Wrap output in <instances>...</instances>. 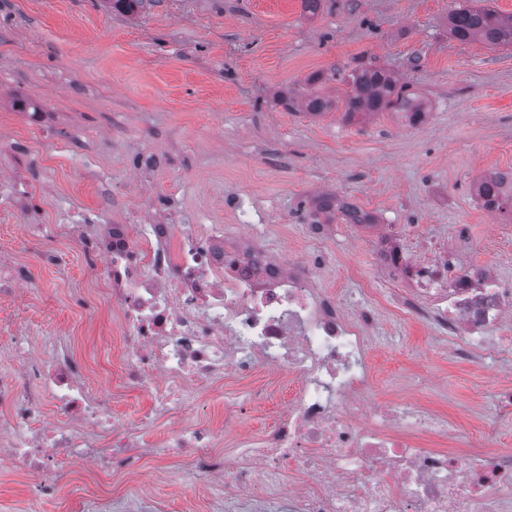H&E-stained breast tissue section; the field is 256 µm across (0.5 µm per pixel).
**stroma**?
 Listing matches in <instances>:
<instances>
[{"mask_svg":"<svg viewBox=\"0 0 512 512\" xmlns=\"http://www.w3.org/2000/svg\"><path fill=\"white\" fill-rule=\"evenodd\" d=\"M453 0H145L131 13L106 0H0V251L34 275L22 316L33 346L70 341L88 365L87 384L136 417L149 405L123 391L120 339L105 286L63 234L72 210L105 224H204L250 234L274 260L324 256L318 280L338 295L369 286L380 323L374 343L379 393H402L436 375L431 407L468 433L495 424L496 400L512 389V358L457 359L396 309L371 250L347 225L323 245L303 226L310 201L339 192L407 236L453 238L465 230L471 257L512 274V217H491L470 193L483 173L512 166V47L448 35ZM375 59L422 91L431 110L410 127L382 113L348 121L288 110L316 72ZM44 198L31 201V186ZM43 235L25 240L23 227ZM64 252L43 265L46 249ZM96 304L85 320L73 303ZM57 492L34 496L0 464V512H83L80 491L124 498L120 481L76 465L51 468ZM186 458L156 455L141 492L155 512H224V494L198 490Z\"/></svg>","mask_w":512,"mask_h":512,"instance_id":"35a3bbf8","label":"stroma"}]
</instances>
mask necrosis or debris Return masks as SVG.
Wrapping results in <instances>:
<instances>
[{
    "instance_id": "1",
    "label": "necrosis or debris",
    "mask_w": 512,
    "mask_h": 512,
    "mask_svg": "<svg viewBox=\"0 0 512 512\" xmlns=\"http://www.w3.org/2000/svg\"><path fill=\"white\" fill-rule=\"evenodd\" d=\"M399 311L457 358L512 355V276L454 243L365 224ZM85 264L106 285L122 344V384L152 408L116 415L86 384L66 342L39 354L21 317L28 268L0 252V335L14 359L0 371V461L34 485L50 465L78 463L140 486L152 449L189 455L201 490L224 488L225 512H512V449L473 436L408 397L377 398L372 304L317 286L318 261L272 260L252 239L194 224H80ZM288 383L285 409L262 430L247 403L224 404V425L199 421L190 390L225 377ZM51 401L57 419L46 418ZM176 415L163 434L159 416ZM238 448L234 459L219 449Z\"/></svg>"
}]
</instances>
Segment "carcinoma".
I'll use <instances>...</instances> for the list:
<instances>
[{"label": "carcinoma", "mask_w": 512, "mask_h": 512, "mask_svg": "<svg viewBox=\"0 0 512 512\" xmlns=\"http://www.w3.org/2000/svg\"><path fill=\"white\" fill-rule=\"evenodd\" d=\"M448 35L462 42L479 40L491 47L512 46V15L504 16L489 6H478L472 0H461L448 13ZM339 81L347 86L341 98L310 91L300 99H289L295 106L321 115L339 108L349 121L356 117H372L382 112H402L416 124L424 121L429 106L413 85L402 81L386 68L371 62H359L344 72H317L307 78L309 84ZM479 200L487 201L501 213L512 214V194L497 191V173H485L474 184Z\"/></svg>", "instance_id": "1"}]
</instances>
